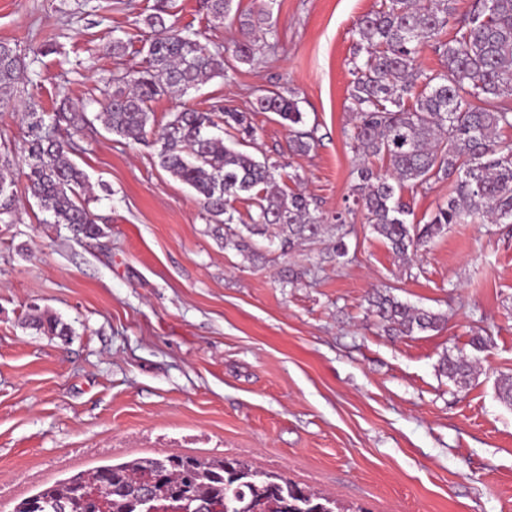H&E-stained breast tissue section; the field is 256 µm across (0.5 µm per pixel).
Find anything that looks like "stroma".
Instances as JSON below:
<instances>
[{"instance_id": "obj_1", "label": "stroma", "mask_w": 512, "mask_h": 512, "mask_svg": "<svg viewBox=\"0 0 512 512\" xmlns=\"http://www.w3.org/2000/svg\"><path fill=\"white\" fill-rule=\"evenodd\" d=\"M267 17L274 46L199 89L151 105L160 129L187 106L247 113L241 148L279 168L325 219L358 182L345 136L351 59L362 15L382 0H235ZM156 0H0V41L37 54L32 81L0 108V155L18 157L31 101L85 109L70 158L92 186L98 229L49 223L14 170L17 208L0 223V512L96 467L181 453L237 457L364 512H512V226L452 224L412 262L350 217L348 254L324 234L250 261L225 246L194 191L157 163L152 139L105 131L88 99L144 54L108 46ZM177 26L229 46L238 23L206 0H168ZM293 91L309 154L289 149L285 121L253 109L254 92ZM300 181H292V173ZM444 182L405 186L414 221L448 199ZM297 280L281 279L283 268ZM375 291L447 317L435 331L388 332L367 309ZM69 333L46 336L33 311ZM482 336L484 348L472 339ZM474 367L460 387L443 355Z\"/></svg>"}]
</instances>
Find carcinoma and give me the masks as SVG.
Masks as SVG:
<instances>
[{
	"mask_svg": "<svg viewBox=\"0 0 512 512\" xmlns=\"http://www.w3.org/2000/svg\"><path fill=\"white\" fill-rule=\"evenodd\" d=\"M232 3L207 0L213 20L224 23ZM167 15V2L161 0L143 19L151 32L147 66L112 77V89L102 91L108 97L103 114L110 134L144 139L150 102L165 94L183 95L234 69L224 58L226 49L209 47L197 34L167 22ZM450 23L454 33L443 40ZM356 31L360 42L351 60L348 96L355 124L346 136L362 160L354 203L367 223L406 262L450 224H512V142L502 139V132L512 129V0H473L460 16L453 0H383L379 9L357 21ZM239 33L231 56L244 64L254 60L258 43L276 37L261 17L240 21ZM427 45L441 58L442 69L436 73L427 74L419 65ZM28 67L17 46L0 42L1 91L23 81ZM254 108L288 122L293 152L311 150L314 131L296 129L303 114L294 92L260 89ZM43 115L38 104L29 106L21 147L27 188L51 213L53 223L94 232L96 221L81 195L87 176L69 159V140L58 134L60 121L76 127L84 116L60 113L49 127ZM221 124L253 136L244 112L185 107L173 113L156 143L160 168L190 186L204 211L224 225V246L251 260L257 256L255 238L260 237L278 243L286 256L328 232L307 196L276 191L275 166L210 133ZM373 157L385 159L389 172L373 170L367 164ZM12 165L9 156H0V222L5 224L15 212ZM432 180L451 184L448 201L427 222L415 224L408 220L412 211L401 190ZM242 194L254 201L255 212L250 223L240 226L230 202ZM368 304L398 335L435 330L446 322L443 315L389 293L375 294ZM31 325L46 334L66 335V327L52 316L34 315ZM439 368L461 385L472 375L470 363L460 356L442 357ZM153 487L180 498L185 512H349L334 499L241 460L178 454L73 475L24 501L15 512H71L84 497L87 512H151L154 501L148 495Z\"/></svg>",
	"mask_w": 512,
	"mask_h": 512,
	"instance_id": "obj_1",
	"label": "carcinoma"
}]
</instances>
